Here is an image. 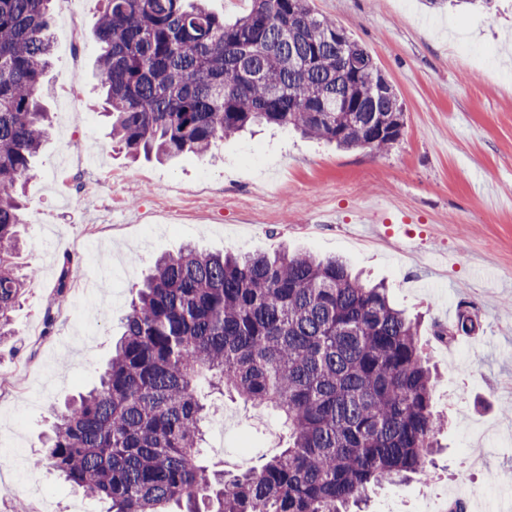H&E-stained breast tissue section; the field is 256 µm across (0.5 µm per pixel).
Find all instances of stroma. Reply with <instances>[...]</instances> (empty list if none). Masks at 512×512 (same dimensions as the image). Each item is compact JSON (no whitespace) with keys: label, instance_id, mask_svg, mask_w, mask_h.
Here are the masks:
<instances>
[{"label":"stroma","instance_id":"1","mask_svg":"<svg viewBox=\"0 0 512 512\" xmlns=\"http://www.w3.org/2000/svg\"><path fill=\"white\" fill-rule=\"evenodd\" d=\"M373 56L405 112L388 152L340 150L277 128L218 141L211 155L133 161L101 114L93 31L103 0H54L46 77L51 137L28 189L20 264L36 268L0 344V512H106L48 470L31 468L52 409L91 387L120 318L155 259L191 244L211 252L339 256L385 282L419 318L436 373L431 403L447 427L427 480L384 486L367 512H466L512 502V0L434 11L422 0H311ZM137 253V264L123 262ZM101 284L97 301L53 293L59 263ZM55 307L48 342L43 315ZM475 311L474 332L441 341L433 325ZM224 436L209 463L246 469L284 446L276 414L214 395ZM496 482H488V474Z\"/></svg>","mask_w":512,"mask_h":512}]
</instances>
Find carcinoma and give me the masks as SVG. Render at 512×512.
<instances>
[{
  "instance_id": "obj_1",
  "label": "carcinoma",
  "mask_w": 512,
  "mask_h": 512,
  "mask_svg": "<svg viewBox=\"0 0 512 512\" xmlns=\"http://www.w3.org/2000/svg\"><path fill=\"white\" fill-rule=\"evenodd\" d=\"M53 0H0V342L34 271L17 263L26 186L48 138ZM94 37L112 140L136 156L205 155L254 125L383 153L404 111L373 57L309 0H252L235 22L200 0H103ZM63 258L56 295H66ZM123 318L98 383L52 413L32 467L109 512H353L376 489L428 477L444 419L418 322L336 258L161 256ZM458 313L440 337L475 330ZM276 414L261 467L210 466L199 385Z\"/></svg>"
}]
</instances>
